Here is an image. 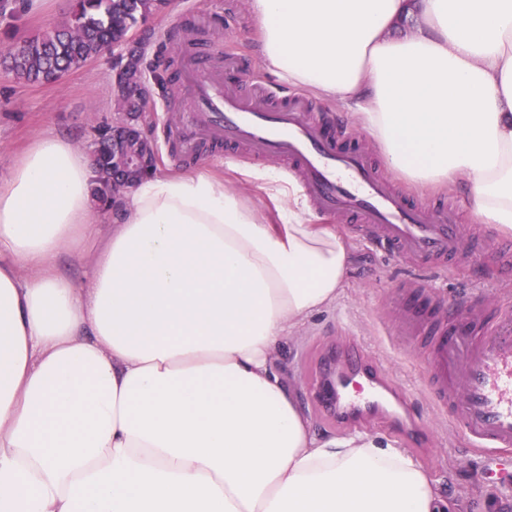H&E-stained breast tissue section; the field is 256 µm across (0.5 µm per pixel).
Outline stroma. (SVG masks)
<instances>
[{
  "label": "stroma",
  "instance_id": "35a3bbf8",
  "mask_svg": "<svg viewBox=\"0 0 512 512\" xmlns=\"http://www.w3.org/2000/svg\"><path fill=\"white\" fill-rule=\"evenodd\" d=\"M69 10L68 0H63L57 6L48 5L39 14L0 19V49L61 23L68 18ZM184 25L191 26V38L210 44L213 72L224 69L225 47L239 52L242 64L236 80L242 90L262 83L283 95L295 93V86L263 67L247 0H168L164 11L147 22L148 28L161 34ZM113 58V52H106L51 83H23L0 71V176L6 174L12 159L38 133L67 138L84 150L99 128L117 120ZM164 72L160 66L145 74L152 101L142 128L156 146L157 172L203 170L223 175L225 188H239L237 169L250 163L242 152L219 146L204 149L200 157L187 161L171 155L163 127L173 114H188L191 102L184 75L158 83V75ZM309 103L328 124L351 133L358 146L370 154L379 176L389 180L401 194L433 210L452 211L470 236L468 247L473 256L439 276L426 264L362 245L356 225L340 223L352 255L345 292L336 303L309 319L277 355L275 366L292 389L313 433L333 438L337 435L335 427L322 422L312 408L305 363L323 345H363L370 358L385 366L393 385L406 396L411 412L434 431L433 446L412 449L411 454L438 480L448 501L447 512H512V487L500 484L492 473L497 450L471 449L468 438L450 425L447 414L434 411L427 390L426 361L422 354L402 343L393 310L400 283L411 278L435 287L444 316L465 309L491 292L512 306V269L498 266L489 244L501 232L473 218L464 205L462 187L415 186L391 171L378 145L355 121L351 107L314 94Z\"/></svg>",
  "mask_w": 512,
  "mask_h": 512
}]
</instances>
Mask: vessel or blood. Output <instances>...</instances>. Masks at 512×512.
Listing matches in <instances>:
<instances>
[{
    "label": "vessel or blood",
    "instance_id": "obj_1",
    "mask_svg": "<svg viewBox=\"0 0 512 512\" xmlns=\"http://www.w3.org/2000/svg\"><path fill=\"white\" fill-rule=\"evenodd\" d=\"M186 83L193 110L169 131L183 155L197 154L205 141L218 138L255 159L279 157L298 176L316 212L355 218L369 242L432 263L442 275L449 262L464 260L463 231L453 217L394 191L364 151L345 146L346 132L308 112L306 99L287 97L272 108L270 89L259 85L245 94L230 80L197 69L188 71ZM410 295L404 334L434 328L423 347L433 404L450 412L473 446L511 448L512 312L482 303L437 324L433 291L414 287ZM315 363L312 406L323 421L347 429L379 414L407 445L427 446L426 428L407 414L405 398L394 396L385 369L361 347L324 348Z\"/></svg>",
    "mask_w": 512,
    "mask_h": 512
}]
</instances>
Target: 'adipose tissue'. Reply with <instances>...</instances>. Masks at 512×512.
Returning a JSON list of instances; mask_svg holds the SVG:
<instances>
[{"label":"adipose tissue","mask_w":512,"mask_h":512,"mask_svg":"<svg viewBox=\"0 0 512 512\" xmlns=\"http://www.w3.org/2000/svg\"><path fill=\"white\" fill-rule=\"evenodd\" d=\"M267 69L358 107L387 165L464 182L512 234V0H250ZM411 31H404L406 21ZM124 188L100 236L93 164L51 133L0 177V512H444L405 450L316 437L275 352L343 291L341 230L300 186L241 169Z\"/></svg>","instance_id":"obj_1"}]
</instances>
